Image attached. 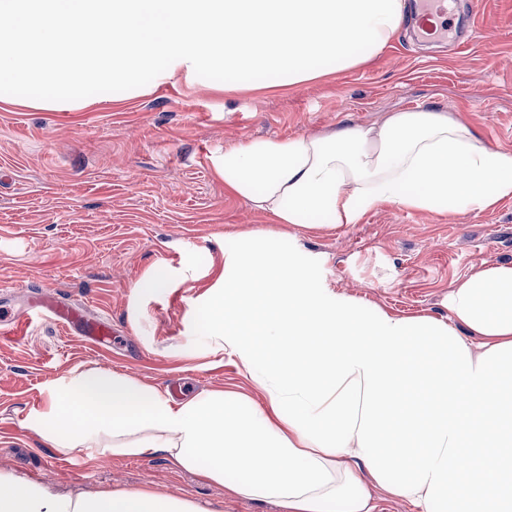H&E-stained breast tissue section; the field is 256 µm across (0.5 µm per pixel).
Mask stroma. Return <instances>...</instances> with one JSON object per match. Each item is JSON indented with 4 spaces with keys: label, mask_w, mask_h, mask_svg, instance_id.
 Wrapping results in <instances>:
<instances>
[{
    "label": "stroma",
    "mask_w": 512,
    "mask_h": 512,
    "mask_svg": "<svg viewBox=\"0 0 512 512\" xmlns=\"http://www.w3.org/2000/svg\"><path fill=\"white\" fill-rule=\"evenodd\" d=\"M434 107L460 117L491 147L512 150V0H480L462 48L415 41L401 28L367 63L295 85L263 81L149 85L87 97L59 110L0 94V307L22 311L50 294L106 320L96 344L46 321L0 324V470L63 495L149 485L208 512H281L271 500L228 496L160 454L99 461L63 455L30 433L46 381L99 366L174 392L222 390L262 401L234 358L185 355V319L237 250L244 231L273 230L272 247L335 294L397 314L445 316L451 285L512 262V199L451 214L382 205L358 223L307 230L228 192L214 169L224 149L340 124L371 126L387 113ZM159 262L179 280L134 301Z\"/></svg>",
    "instance_id": "35a3bbf8"
}]
</instances>
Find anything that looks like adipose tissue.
<instances>
[{"label":"adipose tissue","mask_w":512,"mask_h":512,"mask_svg":"<svg viewBox=\"0 0 512 512\" xmlns=\"http://www.w3.org/2000/svg\"><path fill=\"white\" fill-rule=\"evenodd\" d=\"M224 186L276 223L335 228L384 204L453 213L512 199V151L432 108L382 123L253 139L214 159ZM241 249L187 316L192 351L229 355L266 397L178 400L109 369L48 380L25 427L63 454H165L282 512H373L365 479L420 512H512V263L454 285L447 318L332 295L269 249ZM230 473L240 483H225ZM0 512H204L150 489L61 496L0 470Z\"/></svg>","instance_id":"adipose-tissue-1"}]
</instances>
